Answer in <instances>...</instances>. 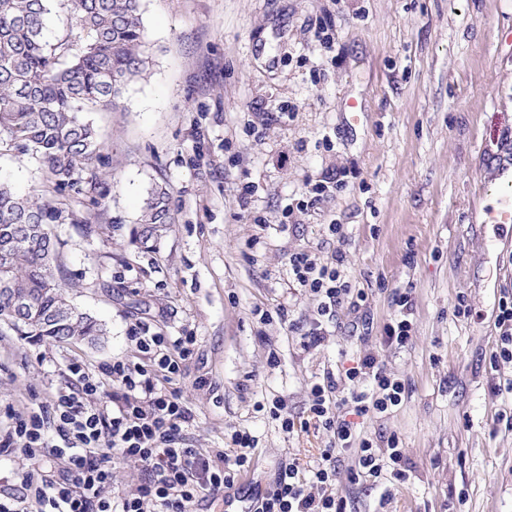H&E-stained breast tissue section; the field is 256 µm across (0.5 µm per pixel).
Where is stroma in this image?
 <instances>
[{
    "label": "stroma",
    "mask_w": 512,
    "mask_h": 512,
    "mask_svg": "<svg viewBox=\"0 0 512 512\" xmlns=\"http://www.w3.org/2000/svg\"><path fill=\"white\" fill-rule=\"evenodd\" d=\"M142 17L147 72L87 114L105 176L70 195L78 223L49 227L69 299L107 334L52 343L0 323V431L6 406L49 396L70 360L93 373L138 361L135 323L191 331L171 382L194 416L187 446L230 468L233 434L254 439L203 512H246L288 461L320 463L331 435L306 423L310 387L372 354L404 393L357 418L356 435L382 451L397 440L406 477L355 481L340 455L346 512H512V363H491L512 233L476 213L495 202L485 188L512 126V0H142ZM0 180L47 188L38 161L3 142ZM311 180L328 184L315 199ZM158 184L172 222L145 244L138 219ZM297 252L342 259L357 308L323 322L289 269ZM399 294L413 324L402 347L383 339ZM319 323L324 342L304 348Z\"/></svg>",
    "instance_id": "stroma-1"
}]
</instances>
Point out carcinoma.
Here are the masks:
<instances>
[{"mask_svg":"<svg viewBox=\"0 0 512 512\" xmlns=\"http://www.w3.org/2000/svg\"><path fill=\"white\" fill-rule=\"evenodd\" d=\"M51 0H0V138L46 169L53 194L21 196L0 183V320L20 336L96 343L104 324L70 303L57 277L49 224L81 223L62 194L99 179L101 147L85 113L116 104L150 64L141 0H59L62 33L44 34ZM141 242L171 223L168 192L151 190Z\"/></svg>","mask_w":512,"mask_h":512,"instance_id":"1","label":"carcinoma"}]
</instances>
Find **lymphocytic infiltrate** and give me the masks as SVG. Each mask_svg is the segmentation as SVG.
Listing matches in <instances>:
<instances>
[{"label": "lymphocytic infiltrate", "mask_w": 512, "mask_h": 512, "mask_svg": "<svg viewBox=\"0 0 512 512\" xmlns=\"http://www.w3.org/2000/svg\"><path fill=\"white\" fill-rule=\"evenodd\" d=\"M301 287L319 301V312L334 319L353 304L354 290L339 265H325L306 253L289 258ZM132 339L148 357L145 363L115 360L94 376L77 360L67 366L68 381L51 396L22 410H9L10 426L0 435V455L61 461L59 476L36 475L20 469L14 477L18 494L0 496V512H191L196 502L223 492L235 478L234 469L210 465L183 436L192 414L169 385L194 354L193 333L165 336L139 324ZM120 390L117 406L102 399L101 377ZM404 386L387 373L373 355L338 376L327 375L310 389L309 412L334 436L322 462L310 474L298 463L282 467L262 512H346L344 498L329 493L336 475V454L354 460L353 473L372 480L391 474L404 478V455L397 442L380 454L369 440H357L355 426L340 416L341 406L355 415L383 414L401 402ZM138 462L142 477L135 493L120 500L106 496L112 480V452Z\"/></svg>", "instance_id": "obj_1"}]
</instances>
